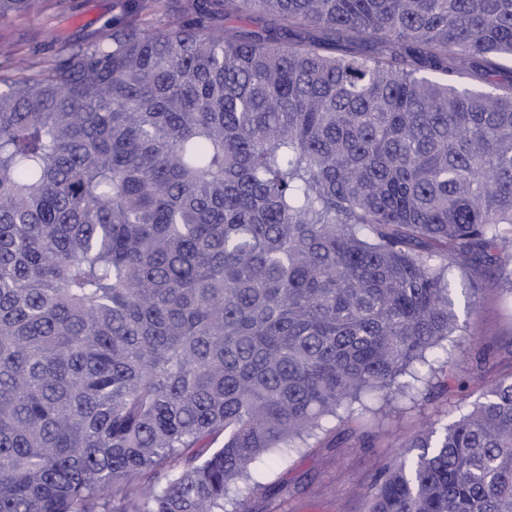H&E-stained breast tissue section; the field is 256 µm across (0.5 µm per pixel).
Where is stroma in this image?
<instances>
[{
	"label": "stroma",
	"instance_id": "stroma-1",
	"mask_svg": "<svg viewBox=\"0 0 512 512\" xmlns=\"http://www.w3.org/2000/svg\"><path fill=\"white\" fill-rule=\"evenodd\" d=\"M126 0H44L40 11L0 20V73L18 63L41 67L54 60L61 42L84 43L96 31L130 22ZM459 329L447 341L448 364L435 372L403 375L427 397L398 398L392 412L377 399L328 418L316 437L287 461L258 460L254 486L240 495L244 512H365L361 489L389 464L426 422L466 408L487 388L512 373V299L496 280L455 274ZM489 357L479 361L480 350Z\"/></svg>",
	"mask_w": 512,
	"mask_h": 512
}]
</instances>
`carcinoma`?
Segmentation results:
<instances>
[{
	"label": "carcinoma",
	"instance_id": "1",
	"mask_svg": "<svg viewBox=\"0 0 512 512\" xmlns=\"http://www.w3.org/2000/svg\"><path fill=\"white\" fill-rule=\"evenodd\" d=\"M181 11L0 75V512H239L435 371L452 270L512 295V0ZM364 497L512 512V374Z\"/></svg>",
	"mask_w": 512,
	"mask_h": 512
}]
</instances>
